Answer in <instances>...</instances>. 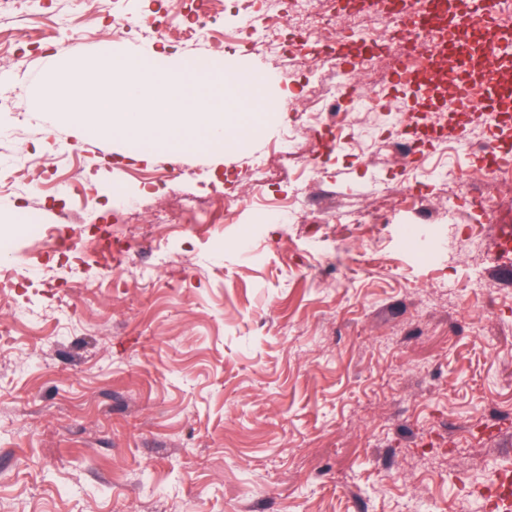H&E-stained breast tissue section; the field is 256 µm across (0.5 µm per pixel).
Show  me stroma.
I'll use <instances>...</instances> for the list:
<instances>
[{
    "mask_svg": "<svg viewBox=\"0 0 512 512\" xmlns=\"http://www.w3.org/2000/svg\"><path fill=\"white\" fill-rule=\"evenodd\" d=\"M28 33H8L0 60V164L22 152L80 166L116 217L88 223L83 204L0 195V239L14 280L0 303V512H479L512 480V252L501 251L512 200L497 220L469 209L428 224L419 262L398 234V159L319 151L274 162L262 195L232 221L182 199L240 194L297 113L282 109L246 143L138 160L141 145L65 124L43 106L49 63L79 76L108 50L138 58L167 48L171 67L204 60L274 73L282 49L249 38L162 42L113 16H163V0H20ZM72 29L55 31L53 15ZM385 68L368 91L390 98L367 117L375 137L400 114L441 111L423 86ZM313 161L327 200L348 215L317 223L262 220L266 200L301 195ZM170 221L151 224L157 206ZM75 235L77 251L32 237L17 210ZM381 213L385 223H369ZM253 234L251 256L236 245Z\"/></svg>",
    "mask_w": 512,
    "mask_h": 512,
    "instance_id": "1",
    "label": "stroma"
}]
</instances>
